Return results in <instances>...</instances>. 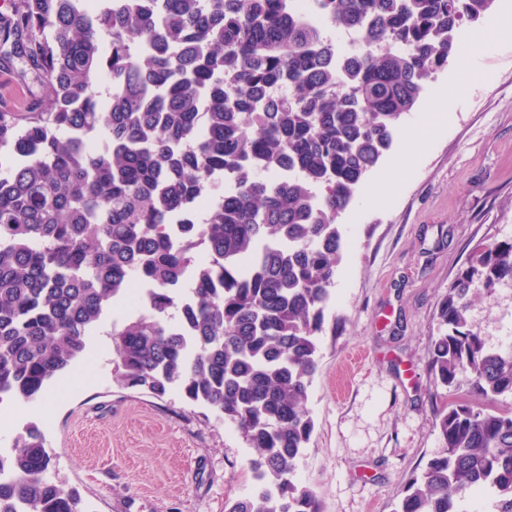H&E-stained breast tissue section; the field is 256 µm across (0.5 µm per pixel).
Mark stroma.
Wrapping results in <instances>:
<instances>
[{"mask_svg": "<svg viewBox=\"0 0 512 512\" xmlns=\"http://www.w3.org/2000/svg\"><path fill=\"white\" fill-rule=\"evenodd\" d=\"M494 11L462 27L466 60L432 80L369 183H392L387 202L358 196L336 219L346 251L319 338L309 409L311 441L296 468L321 512H394L410 479L440 452L433 429L445 389L434 388L428 349L439 299L478 244L512 238V39L490 28ZM460 93L447 121L426 124L448 86ZM42 83L22 63L0 68V98L24 107ZM424 146L412 167L391 164L409 138ZM469 315L490 342L512 329V286ZM367 369L349 365L354 351ZM112 347L89 337L69 378L44 399L8 402L0 444L27 423L42 430L51 471L77 489L84 512H224L253 485L234 424L188 402L121 387Z\"/></svg>", "mask_w": 512, "mask_h": 512, "instance_id": "obj_1", "label": "stroma"}]
</instances>
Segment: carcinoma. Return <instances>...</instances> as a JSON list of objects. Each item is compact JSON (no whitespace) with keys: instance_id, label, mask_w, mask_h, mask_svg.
<instances>
[{"instance_id":"cac0c4a2","label":"carcinoma","mask_w":512,"mask_h":512,"mask_svg":"<svg viewBox=\"0 0 512 512\" xmlns=\"http://www.w3.org/2000/svg\"><path fill=\"white\" fill-rule=\"evenodd\" d=\"M493 2L319 0L331 28L363 33L340 60L288 0H15L0 61L44 93L0 111V403L41 399L142 282L108 332L116 382L177 386L235 425L254 487L225 512H320L295 476L344 257L336 218ZM502 285L512 239L477 249L437 304L433 384L483 404L435 412L443 451L395 512H466L474 493L512 512V349L469 319ZM12 448L0 512H80L36 424Z\"/></svg>"}]
</instances>
